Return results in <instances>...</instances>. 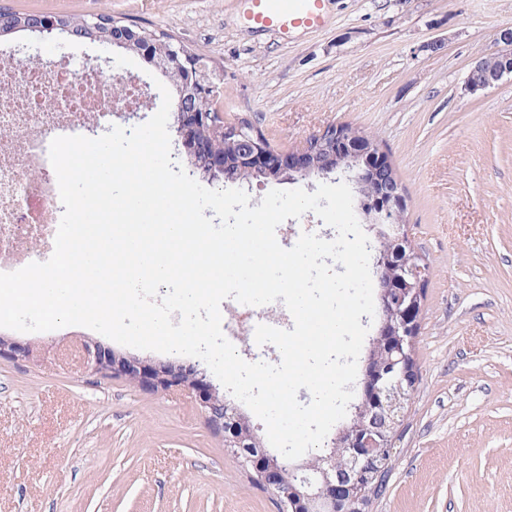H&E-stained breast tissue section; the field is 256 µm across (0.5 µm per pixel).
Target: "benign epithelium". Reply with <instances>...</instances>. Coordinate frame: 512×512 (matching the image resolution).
<instances>
[{
	"label": "benign epithelium",
	"instance_id": "obj_1",
	"mask_svg": "<svg viewBox=\"0 0 512 512\" xmlns=\"http://www.w3.org/2000/svg\"><path fill=\"white\" fill-rule=\"evenodd\" d=\"M497 41L502 45L500 52L471 62L465 81L469 92L484 91L512 76V27L500 29ZM153 64L163 74L180 79L181 94L172 112L187 158L204 176L223 178L224 151L215 147L208 131L219 126L215 116L224 113L200 108L218 96L203 57L173 40L157 51ZM335 129L339 126L325 127L297 150H280L254 141L252 124L234 126V133L246 139L241 161L259 176L293 180L342 169L353 172L359 214L381 241L373 259L380 320L362 371L359 402L354 405L350 423L338 430L337 446L330 453L306 462L272 455L248 420L224 402L206 372L194 366L120 355L98 341H84L70 352L96 371L125 378L148 391L192 390L205 410L209 427L224 436L225 447L245 470L255 474L258 484L277 496L282 512H368L371 496L367 491L383 487L392 451L387 431L395 425L396 417L402 416L416 384L412 360L428 268L401 231L407 196L398 175H392L390 183L379 178L392 163L373 138L337 136L327 140V134ZM31 355L29 345L0 336L1 359Z\"/></svg>",
	"mask_w": 512,
	"mask_h": 512
}]
</instances>
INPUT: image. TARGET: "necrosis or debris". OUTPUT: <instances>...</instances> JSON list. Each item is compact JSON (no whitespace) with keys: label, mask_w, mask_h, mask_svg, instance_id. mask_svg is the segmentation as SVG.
<instances>
[{"label":"necrosis or debris","mask_w":512,"mask_h":512,"mask_svg":"<svg viewBox=\"0 0 512 512\" xmlns=\"http://www.w3.org/2000/svg\"><path fill=\"white\" fill-rule=\"evenodd\" d=\"M143 103L133 79L92 64L77 67L64 56L49 64L0 58V272L12 269L5 252H27L35 241L44 252L54 249L59 189L30 176L48 170L54 136Z\"/></svg>","instance_id":"1"}]
</instances>
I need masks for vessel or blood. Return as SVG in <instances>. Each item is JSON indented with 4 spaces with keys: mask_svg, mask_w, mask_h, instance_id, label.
<instances>
[{
    "mask_svg": "<svg viewBox=\"0 0 512 512\" xmlns=\"http://www.w3.org/2000/svg\"><path fill=\"white\" fill-rule=\"evenodd\" d=\"M324 4L325 0H249L248 20L261 31L314 28L324 19Z\"/></svg>",
    "mask_w": 512,
    "mask_h": 512,
    "instance_id": "b4317fda",
    "label": "vessel or blood"
}]
</instances>
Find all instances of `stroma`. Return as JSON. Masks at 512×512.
Instances as JSON below:
<instances>
[{
	"label": "stroma",
	"instance_id": "obj_1",
	"mask_svg": "<svg viewBox=\"0 0 512 512\" xmlns=\"http://www.w3.org/2000/svg\"><path fill=\"white\" fill-rule=\"evenodd\" d=\"M247 0H0V8L172 35L221 74L224 120L293 149L326 126L377 139L405 188V228L428 265L419 377L370 512H512V77L465 89L471 61L512 26V0H326L322 25L287 35L246 21ZM79 42L20 32L0 49L49 60ZM139 78L143 108L89 120L99 137L160 107L158 71L93 44ZM0 336V512H281L184 390L148 392L63 353L82 326Z\"/></svg>",
	"mask_w": 512,
	"mask_h": 512
}]
</instances>
